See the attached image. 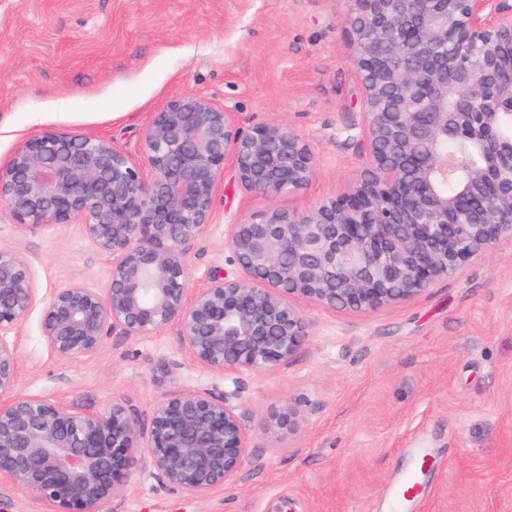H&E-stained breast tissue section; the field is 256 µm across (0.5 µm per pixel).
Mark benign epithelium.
<instances>
[{"instance_id":"benign-epithelium-1","label":"benign epithelium","mask_w":512,"mask_h":512,"mask_svg":"<svg viewBox=\"0 0 512 512\" xmlns=\"http://www.w3.org/2000/svg\"><path fill=\"white\" fill-rule=\"evenodd\" d=\"M343 23L363 89L367 157L336 197L270 208L227 227L243 275L215 273L191 296L189 246L211 224L226 161L269 197L305 188L316 160L292 127L259 123L186 93L156 113L141 169L112 144L47 131L0 166V207L20 227L77 224L112 259L101 293L76 281L55 292L42 333L58 357L91 356L109 332L169 327L215 372H266L307 336L287 298L361 312L408 301L512 241V0H350ZM477 66L467 64L476 47ZM449 140L461 149L443 150ZM458 190L443 191L448 181ZM36 304L32 271L0 248V335ZM19 361L0 340V483L25 487L49 512H99L125 487L138 455L173 489L203 497L233 483L249 438L225 396L183 390L152 410L140 441L120 403L70 410L17 393Z\"/></svg>"}]
</instances>
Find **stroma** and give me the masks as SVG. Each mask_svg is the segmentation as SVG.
I'll use <instances>...</instances> for the list:
<instances>
[{"label": "stroma", "mask_w": 512, "mask_h": 512, "mask_svg": "<svg viewBox=\"0 0 512 512\" xmlns=\"http://www.w3.org/2000/svg\"><path fill=\"white\" fill-rule=\"evenodd\" d=\"M348 0H0V164L48 130L112 143L133 164L156 112L199 93L239 126L295 128L316 158L311 183L271 198L226 164L212 219L189 248L186 287L235 276L227 225L271 207L304 209L356 178L363 92L342 19ZM0 247L30 264L37 302L5 341L18 393L104 412L148 433L153 408L185 389L227 393L251 445L230 485L204 497L168 487L138 460L103 512H371L422 447L433 465L415 512H512V242L410 301L364 313L302 299V347L269 372L231 379L198 364L175 330L110 333L97 353L60 359L43 308L80 281L105 289L111 262L78 225L23 230L0 209ZM291 415L297 431L270 430Z\"/></svg>", "instance_id": "obj_1"}]
</instances>
